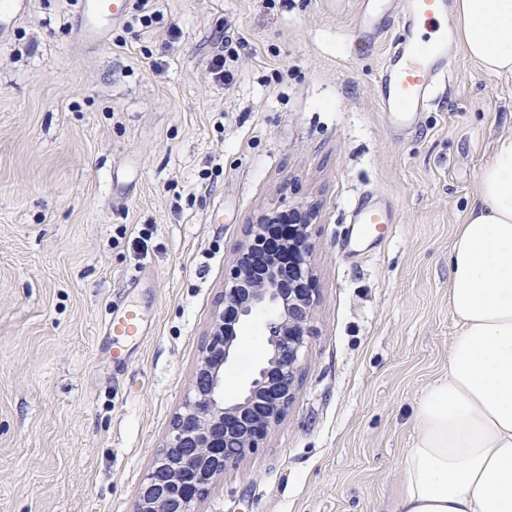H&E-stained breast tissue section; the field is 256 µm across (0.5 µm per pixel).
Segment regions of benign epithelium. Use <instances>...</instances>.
Masks as SVG:
<instances>
[{
    "mask_svg": "<svg viewBox=\"0 0 512 512\" xmlns=\"http://www.w3.org/2000/svg\"><path fill=\"white\" fill-rule=\"evenodd\" d=\"M312 212L269 209L248 225L208 339L168 439L144 476L135 512H195L196 503L285 418L311 334L317 298L310 264ZM265 314L264 361L240 395H224V367L241 341V326Z\"/></svg>",
    "mask_w": 512,
    "mask_h": 512,
    "instance_id": "7a95c632",
    "label": "benign epithelium"
}]
</instances>
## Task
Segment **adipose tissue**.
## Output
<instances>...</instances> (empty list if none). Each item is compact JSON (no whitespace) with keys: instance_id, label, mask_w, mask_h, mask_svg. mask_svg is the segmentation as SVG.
<instances>
[{"instance_id":"obj_1","label":"adipose tissue","mask_w":512,"mask_h":512,"mask_svg":"<svg viewBox=\"0 0 512 512\" xmlns=\"http://www.w3.org/2000/svg\"><path fill=\"white\" fill-rule=\"evenodd\" d=\"M454 18L471 61L512 76V0H456ZM478 183L448 252V372L416 405L394 512H512V133Z\"/></svg>"}]
</instances>
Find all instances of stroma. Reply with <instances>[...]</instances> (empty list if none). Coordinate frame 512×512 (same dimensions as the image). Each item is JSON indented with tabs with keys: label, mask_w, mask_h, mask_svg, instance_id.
Returning <instances> with one entry per match:
<instances>
[{
	"label": "stroma",
	"mask_w": 512,
	"mask_h": 512,
	"mask_svg": "<svg viewBox=\"0 0 512 512\" xmlns=\"http://www.w3.org/2000/svg\"><path fill=\"white\" fill-rule=\"evenodd\" d=\"M140 0L84 43L77 0L0 36V512H135L249 223L308 204L318 297L281 424L198 512H393L415 404L448 371V251L512 132V78L456 50L447 90L391 133L356 46L360 0ZM235 52L234 79L213 81ZM391 233L357 241L353 207ZM151 335L111 372L132 277ZM250 319L227 394L254 377ZM352 224H391L386 208L374 202L359 205L353 214Z\"/></svg>",
	"instance_id": "1"
}]
</instances>
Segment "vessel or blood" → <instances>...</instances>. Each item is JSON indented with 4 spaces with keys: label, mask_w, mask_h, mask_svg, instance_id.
Returning a JSON list of instances; mask_svg holds the SVG:
<instances>
[{
    "label": "vessel or blood",
    "mask_w": 512,
    "mask_h": 512,
    "mask_svg": "<svg viewBox=\"0 0 512 512\" xmlns=\"http://www.w3.org/2000/svg\"><path fill=\"white\" fill-rule=\"evenodd\" d=\"M86 33L99 35L117 18L110 0H79ZM448 0H402L399 16H392L386 0H361L355 24L358 39L376 42L378 36L391 43L375 77L378 97L391 127L413 126L420 112L432 102L434 86L448 77V32L436 24L446 15ZM357 224H386L389 214L382 205L367 202L353 214ZM147 315L136 302L114 308L104 324L112 338L135 343L146 337Z\"/></svg>",
    "instance_id": "obj_1"
}]
</instances>
